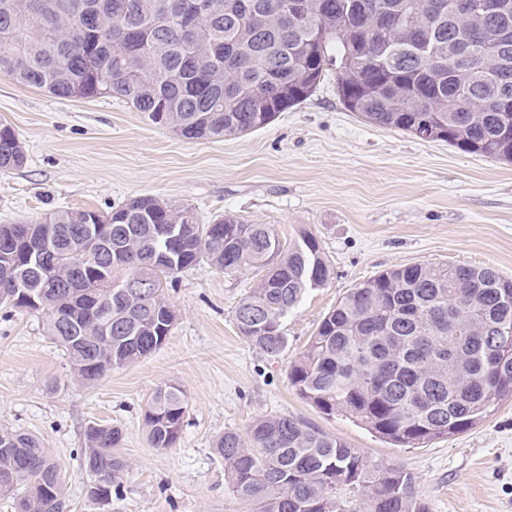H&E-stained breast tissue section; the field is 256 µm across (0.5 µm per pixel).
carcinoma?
<instances>
[{
  "instance_id": "1",
  "label": "carcinoma",
  "mask_w": 512,
  "mask_h": 512,
  "mask_svg": "<svg viewBox=\"0 0 512 512\" xmlns=\"http://www.w3.org/2000/svg\"><path fill=\"white\" fill-rule=\"evenodd\" d=\"M0 0V72L61 98L117 97L189 139L257 131L315 92L330 70L340 101L363 120L512 162V0H207L196 40L161 0ZM478 44L479 56L466 55ZM27 160L0 125V171ZM193 220L180 238L165 225ZM66 229L54 272L31 265L45 303L46 335L68 354L73 376L94 385L168 339L176 314L168 279L202 261L226 274L262 268L234 312L239 334L265 358L288 351L284 318L332 269L304 232L288 244L272 224L226 215L202 224L195 210L133 198L107 214L59 210ZM110 224L126 271L154 283L148 302L109 294L87 257L83 227ZM289 378L323 414L340 415L400 448H419L480 424L512 399V278L490 267L413 264L350 289L294 359ZM186 395L156 389L144 419L151 445L173 447ZM122 431L85 432L79 466L122 494ZM224 485L251 512H429L411 473L385 467L290 415H264L214 446ZM359 491V505L337 492ZM17 512H68L58 465L30 433L0 428V495Z\"/></svg>"
}]
</instances>
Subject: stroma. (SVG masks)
Listing matches in <instances>:
<instances>
[{
	"mask_svg": "<svg viewBox=\"0 0 512 512\" xmlns=\"http://www.w3.org/2000/svg\"><path fill=\"white\" fill-rule=\"evenodd\" d=\"M0 123L28 161L0 171V224L64 209L107 213L152 196L191 205L202 223L232 214L271 224L282 240L313 234L333 269L283 322L288 351L264 358L239 334L238 302L261 271L228 275L202 262L167 295L177 320L161 349L77 381L40 315L0 308V428L37 435L59 464L70 512H100L77 462L93 425L122 430L129 464L112 512H249L224 486L213 446L258 416L291 415L362 454L412 473L430 512H512V400L478 426L398 448L305 401L289 366L324 315L356 284L405 264L489 266L512 277V164L364 121L326 75L314 95L255 132L187 140L118 98H58L0 73ZM180 385L188 415L174 447L148 440L153 392Z\"/></svg>",
	"mask_w": 512,
	"mask_h": 512,
	"instance_id": "stroma-1",
	"label": "stroma"
}]
</instances>
